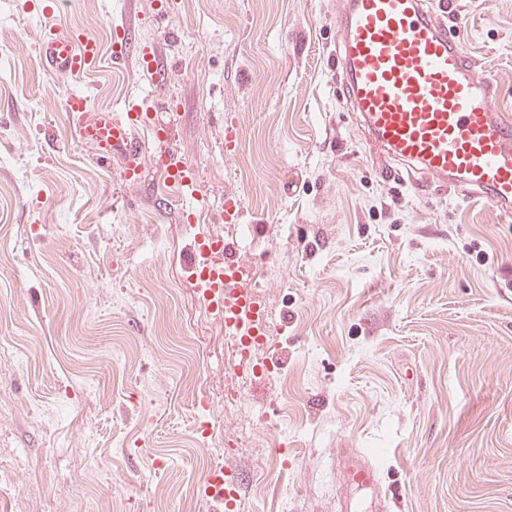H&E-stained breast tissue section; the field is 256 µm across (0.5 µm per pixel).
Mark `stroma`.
Segmentation results:
<instances>
[{"mask_svg":"<svg viewBox=\"0 0 512 512\" xmlns=\"http://www.w3.org/2000/svg\"><path fill=\"white\" fill-rule=\"evenodd\" d=\"M512 111V0H431ZM338 0H0V512H336V451L379 469L389 512H512V222L437 182L384 178L337 89ZM71 79L35 50L57 30L110 50ZM147 100L137 181L72 134ZM237 146L224 151V124ZM196 170L160 182L152 141ZM238 221H219L226 196ZM267 269L258 382L234 411L232 345L206 317L196 238ZM209 406L210 427L200 431ZM137 62L150 83L157 85L164 82L167 68L153 48L144 47L138 56ZM218 483H222L224 486L222 497L216 496L214 493V487ZM204 494L215 503L224 506L226 512L239 510L240 488L236 474L232 470L220 468L215 472H210L204 480Z\"/></svg>","mask_w":512,"mask_h":512,"instance_id":"obj_1","label":"stroma"}]
</instances>
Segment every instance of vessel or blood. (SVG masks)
<instances>
[{
    "instance_id": "vessel-or-blood-1",
    "label": "vessel or blood",
    "mask_w": 512,
    "mask_h": 512,
    "mask_svg": "<svg viewBox=\"0 0 512 512\" xmlns=\"http://www.w3.org/2000/svg\"><path fill=\"white\" fill-rule=\"evenodd\" d=\"M336 41L346 96L383 171L403 164L409 174L451 183L512 219V114L500 111L493 82L479 74L426 0H340ZM39 58L52 75L78 77L100 66L103 50L94 37L58 32L40 44ZM137 62L150 83H163L167 69L153 48H143ZM67 109L80 113L75 136L94 150L97 161L120 160L126 178H138L145 156L134 133L143 116L138 102H130L121 116L106 110L86 114L78 97L69 99ZM166 162L167 179L182 188L194 186L190 163L172 153ZM197 248L212 256L196 268L209 306L223 313L241 359H256L266 342L267 321L250 267L235 260L223 241L205 237ZM336 459V479L345 491L340 510L358 512L351 490L380 493L379 473L350 448L337 449ZM219 484L224 487L219 504L225 512H238L235 472L209 473L205 495L213 496Z\"/></svg>"
}]
</instances>
